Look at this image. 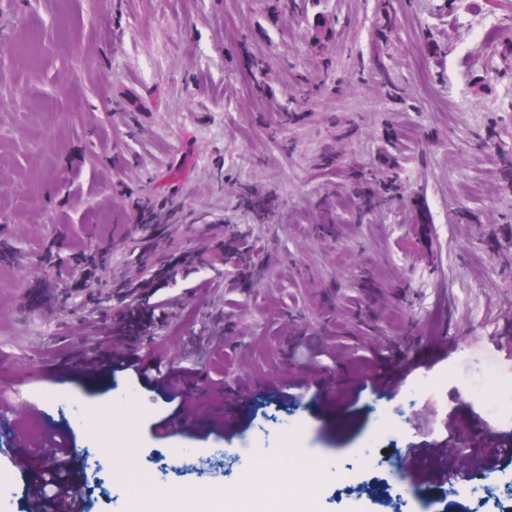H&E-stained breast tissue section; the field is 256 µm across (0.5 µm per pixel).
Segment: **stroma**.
<instances>
[{"instance_id":"obj_1","label":"stroma","mask_w":512,"mask_h":512,"mask_svg":"<svg viewBox=\"0 0 512 512\" xmlns=\"http://www.w3.org/2000/svg\"><path fill=\"white\" fill-rule=\"evenodd\" d=\"M0 64V400L23 439L0 512H31L22 479L54 467L50 441L91 512L218 503L300 458L318 468L279 512L512 507V357L493 344L512 336V0H0ZM236 228L259 280L211 262ZM101 234L112 252L65 296ZM152 276L157 333L121 334L102 295ZM116 350L191 368L182 433L160 434L174 404ZM465 432L469 479L414 486L408 452L432 468ZM216 448L237 455L226 475L183 467Z\"/></svg>"}]
</instances>
